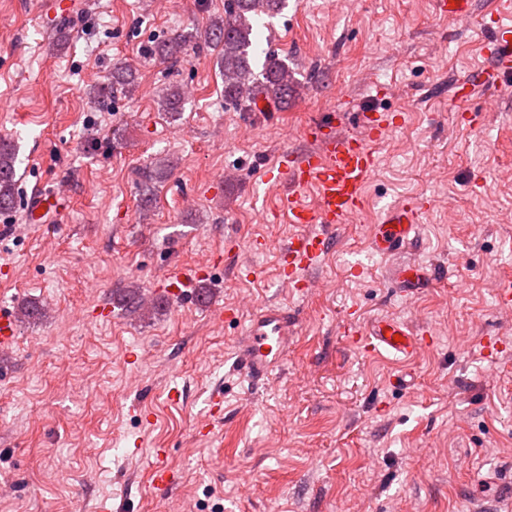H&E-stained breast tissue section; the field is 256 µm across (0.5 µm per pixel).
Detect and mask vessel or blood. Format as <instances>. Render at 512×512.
<instances>
[{"label": "vessel or blood", "mask_w": 512, "mask_h": 512, "mask_svg": "<svg viewBox=\"0 0 512 512\" xmlns=\"http://www.w3.org/2000/svg\"><path fill=\"white\" fill-rule=\"evenodd\" d=\"M436 9L449 19L458 20L471 16L473 0H436ZM482 51L488 64L473 76L459 80L454 93L457 101L470 100L482 88H500L512 77V22L497 20L484 26ZM356 120L365 129V136L336 132L331 123L306 126L303 133L311 141V149L291 156L278 170L276 179L286 188L278 198L276 213L299 229L282 250L281 276L289 284L306 283L336 228L350 223L358 214L364 187L377 165L373 144L396 126L393 114L385 110L358 113ZM309 190L315 192L316 204H307L305 193ZM421 216L422 208L417 204L387 207L381 222L371 227L373 250L385 257L407 251L418 239ZM434 277V270L419 262L398 264L390 273L391 282L407 290L425 287ZM297 326V319L288 308L261 307L249 318L236 343V371L252 383L279 374ZM347 333L364 350L381 348L397 357L415 355L432 342L431 337L409 324L384 317L351 326ZM153 458L152 485L163 493L174 484L169 453L157 448Z\"/></svg>", "instance_id": "b4317fda"}]
</instances>
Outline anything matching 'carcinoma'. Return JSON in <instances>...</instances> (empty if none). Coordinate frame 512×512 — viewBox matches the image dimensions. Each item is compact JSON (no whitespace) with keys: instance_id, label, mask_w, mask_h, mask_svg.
Here are the masks:
<instances>
[{"instance_id":"1","label":"carcinoma","mask_w":512,"mask_h":512,"mask_svg":"<svg viewBox=\"0 0 512 512\" xmlns=\"http://www.w3.org/2000/svg\"><path fill=\"white\" fill-rule=\"evenodd\" d=\"M285 0H224V16L211 20L204 29L182 32L166 38L153 46V53L161 60L177 64L188 52L204 47L218 50V61L224 76V100L235 104L245 112L255 111L258 96L266 99L267 112L288 106V98L295 92L297 82L288 63L272 50L264 51L262 70L255 72L249 48L253 46L251 35L253 21L261 15L280 12ZM112 93L130 96L136 87L135 72L126 63L112 65ZM162 111L176 116L185 104L183 88L169 84L158 95ZM16 162L14 147L0 141V212L12 211L16 205ZM170 163L161 161L140 173L141 204L148 207L155 199L157 185L167 175ZM122 306L130 314L145 309V300L137 288H129L122 296Z\"/></svg>"}]
</instances>
